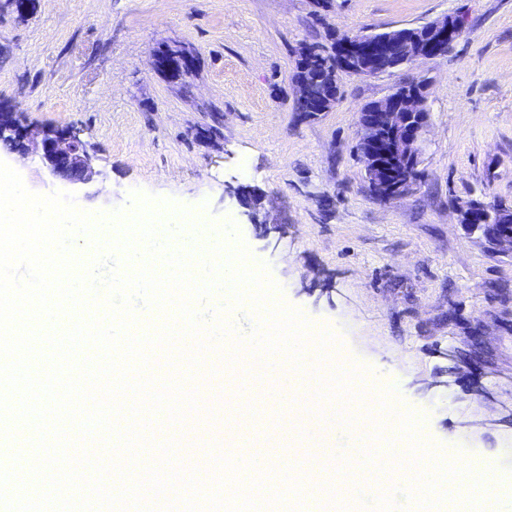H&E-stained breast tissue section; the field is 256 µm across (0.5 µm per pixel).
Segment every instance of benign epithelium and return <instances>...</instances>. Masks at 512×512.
<instances>
[{
	"label": "benign epithelium",
	"instance_id": "7a95c632",
	"mask_svg": "<svg viewBox=\"0 0 512 512\" xmlns=\"http://www.w3.org/2000/svg\"><path fill=\"white\" fill-rule=\"evenodd\" d=\"M462 24L444 16L423 26L356 33L336 37L335 72L375 76L420 58L444 55L461 35ZM175 56L159 53L153 69L162 74L197 60L194 51L176 48ZM294 84L295 111L302 118L326 112L334 98L336 82L316 72ZM427 89L422 83L396 89L381 100L366 105L358 115L357 152L371 191L387 200L408 192L421 163L428 125ZM19 135L25 155L37 153L56 175L71 183H89L97 176L94 159L74 126L31 129L18 113L0 111V138ZM459 222L469 232L479 231L494 246L512 251V224H493L494 210L485 203L468 202L457 208Z\"/></svg>",
	"mask_w": 512,
	"mask_h": 512
}]
</instances>
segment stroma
<instances>
[{"label": "stroma", "mask_w": 512, "mask_h": 512, "mask_svg": "<svg viewBox=\"0 0 512 512\" xmlns=\"http://www.w3.org/2000/svg\"><path fill=\"white\" fill-rule=\"evenodd\" d=\"M18 16L0 0V106L36 127H78L95 157L92 183H63L31 153L0 146V162L38 194H73L98 214L141 190L189 207L208 226L233 220L281 299L313 332L330 331L362 381L395 387L444 457L491 456L512 495V254L467 233L457 205L512 209V0H34ZM463 22L448 53L373 77L342 75L341 96L312 119L294 110L301 44L384 32L445 17ZM165 45L195 49L179 82L152 69ZM428 86L430 120L420 176L407 193L377 198L356 154L357 114L406 81ZM264 197L250 224L229 189ZM301 447L346 450L334 404ZM282 408L259 412L246 447L278 436ZM211 451L224 424L207 417L159 424L178 461Z\"/></svg>", "instance_id": "stroma-1"}]
</instances>
